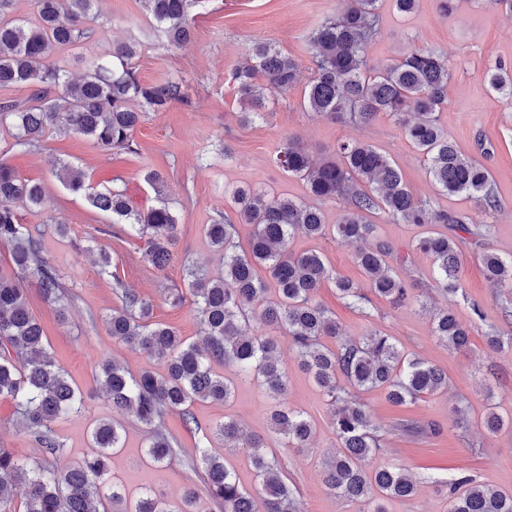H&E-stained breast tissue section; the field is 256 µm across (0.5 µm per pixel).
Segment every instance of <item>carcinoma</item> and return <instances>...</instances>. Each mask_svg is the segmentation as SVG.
<instances>
[{
	"label": "carcinoma",
	"instance_id": "1",
	"mask_svg": "<svg viewBox=\"0 0 512 512\" xmlns=\"http://www.w3.org/2000/svg\"><path fill=\"white\" fill-rule=\"evenodd\" d=\"M96 0H35L36 20L10 17L13 0H0V86L31 90L27 102L0 103V127L14 130L9 149L33 147L45 132L63 120L61 131L76 133L108 150L138 151L134 132L148 112H165L178 104L194 108L188 85L169 77L146 84L135 72L138 45L123 42L112 55L89 60L77 78L60 64H48L56 50L76 46L90 37L88 22ZM208 0H143V7L168 44L178 47L190 35V8ZM342 12L325 17L308 38L312 72L305 89L308 109L333 118L340 115L363 124L384 113L404 130L406 138L426 162L429 179L446 194H464L474 201L472 216L434 210L414 198L393 160L376 146L355 139L338 142L322 156L310 154L288 137L275 150V164L306 182L314 203L288 197L265 198L243 188H224L236 210L238 223L253 227L250 250L238 251L236 225L208 224L211 245L224 256V272L209 276L185 266L188 293H171L173 303L193 305L204 344L189 343L173 327L153 321L150 299L116 284L121 305L107 321L109 334L162 364L163 370L131 374L115 361L99 365L101 383L112 412L133 413L149 433L146 456L162 465L176 456L174 438L164 429L165 415L177 411L184 428L198 426L191 411L196 401L225 405L234 396V382L213 372L220 362L237 375L272 393L271 424L288 448L309 447L314 425L303 413L281 402L288 374L278 354L277 336H286L299 368L319 387L331 406V428L336 452L325 463L324 486L337 496L367 505V512H385L387 498L408 499L417 483L397 467L368 469L365 460L382 450V435L370 424L362 395L383 390L398 406L414 404L448 388V375L439 367L404 354L395 337L374 330L349 336L334 314L318 303L316 292L326 282L341 298L358 306L367 300L357 283L328 267L321 253L296 254L288 249L296 236L318 238L332 232L358 243L354 260L365 274L372 293L399 306L409 288L390 268L392 246L376 239L378 225L366 214L381 209L398 224H417L425 231L411 249L429 255L443 294L455 300L460 288L463 246H482L491 225L484 215L497 209L488 170L448 141L438 124L450 72L448 62L427 51L400 54L375 69L368 63L367 45L378 31L379 0H344ZM299 67L271 42L252 41L246 61L235 67L231 79L249 111L240 121L251 124L268 115L267 101L286 94L297 84ZM491 93L512 96V70L498 64L489 71ZM63 188L84 196L93 208L125 225L129 237L145 243L144 255L158 270L169 266L179 239L175 211L161 196L165 176L149 170L145 182L156 192L157 205L133 207L125 190L98 191L85 171L60 164ZM46 186L21 178L0 157V244L11 248L17 270L31 280L42 297L63 308L65 284L59 271L43 256L39 236L20 222L16 206L39 208ZM338 196L350 200L343 220L330 227L318 202ZM452 224L455 234L432 230ZM485 277L493 288H512V256L482 251ZM262 267L266 279L257 275ZM261 319L267 331L251 334L245 328ZM435 334L456 351L470 345L472 326L457 317L453 306L434 313ZM0 398L15 403L21 428L43 448L56 455L60 444L53 424L78 410L84 402L80 389L46 350L42 324L30 312L27 289L12 275L0 273ZM512 423L491 411L482 420L494 434ZM231 450L246 449L255 472L257 489L243 488L222 457L205 454L203 491L222 512H295V490L288 483L281 460L259 452L261 436L249 432L232 416L214 426ZM96 451L81 462L48 468L37 461L16 459L0 448V512H97L92 499L108 491L111 512H194L199 497L189 486L180 501L170 503L147 490L136 505L125 507L124 486L109 483L108 461L120 447V427L97 423L91 434ZM449 512H512V492L488 491L469 475L447 481Z\"/></svg>",
	"mask_w": 512,
	"mask_h": 512
}]
</instances>
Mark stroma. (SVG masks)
Returning <instances> with one entry per match:
<instances>
[{"mask_svg": "<svg viewBox=\"0 0 512 512\" xmlns=\"http://www.w3.org/2000/svg\"><path fill=\"white\" fill-rule=\"evenodd\" d=\"M341 7L340 0H209L206 8L193 10L190 39L176 49L150 22L140 0H96L90 22L94 36L55 53V61L77 76L83 70V58L106 53L116 42L136 41L139 79L153 83L182 75L196 106L189 110L176 105L165 112L147 113L134 133L138 145L134 153L105 151L86 137L51 130L36 147L7 154L8 163L21 177L44 183L49 190L44 208H23L19 215L22 223L41 230L43 254L64 279L68 308L65 318H58L56 307L44 301L34 287L28 290L29 306L44 327L48 350L83 392L85 402L80 410L54 424L62 451L50 456L18 426L13 401L0 399V448L20 460L47 466L77 462L92 451L93 426L113 418L122 426V446L109 460L111 480L122 483L130 499H138L149 488L173 501L189 483L200 482L202 472L191 463L203 451L227 457L240 483L253 488L255 477L246 450L226 454L223 440L209 433L213 424L230 415L264 438L267 455L282 459L288 480L296 488L298 512H358L357 503L336 497L322 483V463L336 449L330 409L321 390L289 353L287 337L278 339L288 373L284 400L315 424L307 449L285 448L282 436L271 427L267 394L252 381L239 379L229 404H193L198 430H186L177 413L166 416L165 426L177 437L179 448L171 461L154 466L145 459L146 427L134 416L113 415L107 399L95 391L97 365L102 360L117 361L134 374L158 367L156 361L109 335L107 320L120 304L116 285L150 298L156 322L177 328L188 341H200L191 305H172L167 291L183 287V261H192L211 274L222 270V257L211 246L204 227L221 218L235 219L231 203L224 199L225 188L250 187L269 197L308 200L305 182L272 162L276 147L288 136H297L316 155L332 150L345 138L373 144L394 160L415 198L453 215L474 213L471 199L438 191L426 175L422 157L388 116L359 125L310 112L303 103L305 86L300 83L287 95L275 96L267 121L240 123L238 114L244 105L230 73L244 59L250 41L271 40L299 63L302 74H310L308 36L322 18ZM379 14V33L368 48L372 67H384L400 52L410 50L432 51L447 59L451 79L440 125L463 153L489 169L500 205L484 218L492 226L486 245L500 255H512V97L492 99L487 79L494 63L512 68V13L489 0H457L455 11L444 16L437 12L435 0H419L413 13L401 15L390 0H382ZM226 148L231 151L230 159L218 161L219 152ZM58 160L83 169L95 186L124 189L140 209L155 205L158 195L146 184L145 171L164 172L161 195L169 200L181 225L169 267L155 269L142 255V242L128 238L121 225L109 223L83 197L67 193L52 172ZM370 220L377 224L381 241L409 255L407 262L395 261L391 267L407 283L410 303L394 308L372 295L356 308L341 299L330 282L318 289L317 301L335 314L348 335L376 329L389 333L406 352L448 375L447 391L412 405H393L378 390L363 396L370 419L385 438L382 451L368 458L367 467H400L418 480L416 494L386 500V512H448L449 497L441 484L451 474L472 476L492 490L512 489V427L492 435L479 425L488 410L512 414V349L494 351L485 342L493 328L503 336L512 334V290L491 287L476 252L464 248L461 284L466 298L457 301L454 310L460 320L474 323L475 329L468 350L445 347L433 331L432 311L444 302L436 286L433 260L408 250L419 227L394 223L381 211ZM58 224L67 225L68 237L56 234ZM290 247L296 252L320 251L337 274L359 284L365 281L353 259L354 246L333 236L298 237ZM101 248L112 258L106 269L98 263ZM472 301L482 305L483 321H474L468 307ZM461 402L470 407L472 423L466 428L457 426L451 413ZM406 422L421 426L434 422L440 431L415 437L403 431Z\"/></svg>", "mask_w": 512, "mask_h": 512, "instance_id": "stroma-1", "label": "stroma"}]
</instances>
